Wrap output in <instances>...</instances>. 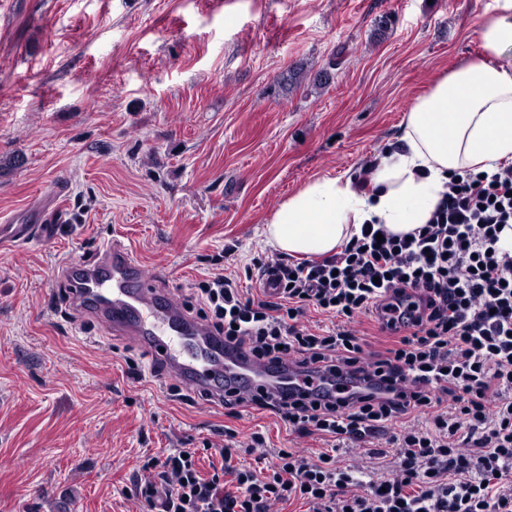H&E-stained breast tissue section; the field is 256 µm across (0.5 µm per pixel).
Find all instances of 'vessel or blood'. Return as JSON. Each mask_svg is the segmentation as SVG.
Masks as SVG:
<instances>
[{
	"label": "vessel or blood",
	"mask_w": 512,
	"mask_h": 512,
	"mask_svg": "<svg viewBox=\"0 0 512 512\" xmlns=\"http://www.w3.org/2000/svg\"><path fill=\"white\" fill-rule=\"evenodd\" d=\"M40 233L37 224H1L0 249L16 247ZM60 275L73 290L72 303L80 316L136 340L186 389L210 394L216 401L228 380L245 379L255 387L279 382L254 359L226 350L223 337L157 288L155 274L122 244H110L94 262L62 264Z\"/></svg>",
	"instance_id": "obj_1"
}]
</instances>
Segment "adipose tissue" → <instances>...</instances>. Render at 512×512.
Masks as SVG:
<instances>
[{"instance_id": "1", "label": "adipose tissue", "mask_w": 512, "mask_h": 512, "mask_svg": "<svg viewBox=\"0 0 512 512\" xmlns=\"http://www.w3.org/2000/svg\"><path fill=\"white\" fill-rule=\"evenodd\" d=\"M481 58L449 72L416 97L397 142L376 160L370 187L321 177L265 220L271 246L331 255L362 225L395 234L425 224L452 174L493 171L512 159V0H494L479 23Z\"/></svg>"}]
</instances>
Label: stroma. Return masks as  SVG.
<instances>
[{
  "label": "stroma",
  "mask_w": 512,
  "mask_h": 512,
  "mask_svg": "<svg viewBox=\"0 0 512 512\" xmlns=\"http://www.w3.org/2000/svg\"><path fill=\"white\" fill-rule=\"evenodd\" d=\"M493 0H0V220L45 200L57 235L0 250V512H146L145 461L225 429L313 457L270 412L171 395L143 349L69 319L57 274L112 241L182 296L274 256L264 221L315 179L363 174L412 100L477 59ZM337 65L288 90V69ZM143 368L133 377L130 362Z\"/></svg>",
  "instance_id": "1"
}]
</instances>
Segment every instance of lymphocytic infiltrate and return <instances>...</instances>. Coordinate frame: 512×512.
<instances>
[{"label":"lymphocytic infiltrate","instance_id":"obj_1","mask_svg":"<svg viewBox=\"0 0 512 512\" xmlns=\"http://www.w3.org/2000/svg\"><path fill=\"white\" fill-rule=\"evenodd\" d=\"M275 293H243L234 276L201 281L202 316L225 343L315 388L228 387L223 406L278 415L295 432L360 442L391 428L395 478L341 467L336 454L273 452L264 470L234 467L225 429L219 473L203 478L194 449L149 458L136 488L149 512H270L302 500L307 512H512V165L453 174L427 224L407 234L363 225L336 254L259 261ZM329 316L305 322L308 312ZM375 312L395 340L373 364L355 317ZM427 412L426 425H411ZM233 491H226V484Z\"/></svg>","mask_w":512,"mask_h":512}]
</instances>
